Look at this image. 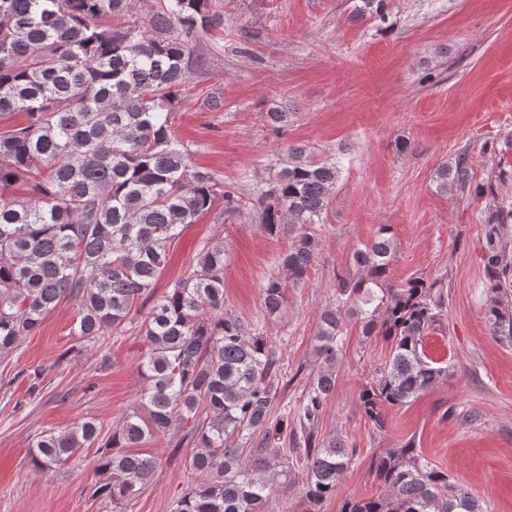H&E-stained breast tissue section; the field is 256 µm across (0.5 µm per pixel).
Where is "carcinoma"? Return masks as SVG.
I'll use <instances>...</instances> for the list:
<instances>
[{
	"instance_id": "obj_1",
	"label": "carcinoma",
	"mask_w": 512,
	"mask_h": 512,
	"mask_svg": "<svg viewBox=\"0 0 512 512\" xmlns=\"http://www.w3.org/2000/svg\"><path fill=\"white\" fill-rule=\"evenodd\" d=\"M135 2L0 0V116L29 117L0 133V189L28 181L33 190L23 200L0 194V356L36 334L68 299L78 302L74 335L82 344L123 332L162 275L171 242L217 197L226 212L242 206L235 187L191 164L171 122L191 72L206 66L196 39L222 26L224 16L212 0H163L142 20L103 23L133 16ZM361 2L357 16L385 19L386 0ZM287 154L256 197L263 231L291 237L279 259L287 279L271 276L262 287L272 320L286 311V283L307 278L316 225L339 174L335 159L317 160L306 145H291ZM467 179L464 158L436 171L441 191L461 190ZM484 229L486 314L495 332L512 337V314L501 303L512 292V256L503 245L512 202ZM393 254L386 225L354 252L365 276L337 289L335 305L321 315L320 368L299 406L273 420L279 359L266 337L224 312V242L208 241L142 322L146 349L137 368L145 385L99 445L98 468L112 480L92 496L115 506L138 497L157 460L133 449L165 437L179 421L192 423L198 451L191 485L173 512H269L276 480H288L297 466L309 501L335 494L355 449L341 436L316 442V429L336 385L344 316H360L362 336L391 341L388 360L358 395L378 430L385 428L384 408L408 404L448 377L449 367L424 350V339L448 317V285L414 277L394 287ZM102 434L101 422L84 419L68 431L42 433L29 457L48 472L79 458ZM288 440L296 445L293 459L284 451ZM371 470L386 496L348 499L340 512H489L408 444L373 457Z\"/></svg>"
}]
</instances>
